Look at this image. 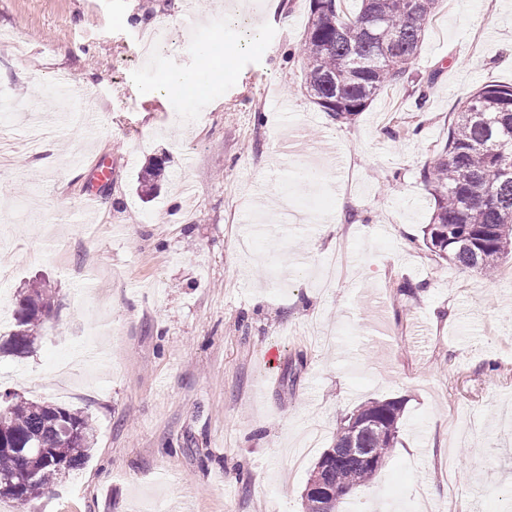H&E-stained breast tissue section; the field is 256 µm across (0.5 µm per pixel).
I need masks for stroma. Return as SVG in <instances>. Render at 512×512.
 Wrapping results in <instances>:
<instances>
[{"label":"stroma","mask_w":512,"mask_h":512,"mask_svg":"<svg viewBox=\"0 0 512 512\" xmlns=\"http://www.w3.org/2000/svg\"><path fill=\"white\" fill-rule=\"evenodd\" d=\"M230 2L0 0V33L25 34L0 44V336L33 280L54 299L31 352L0 356V393L95 429L85 465L26 512H303L337 420L389 398L400 442L345 506L512 512V283L426 248L420 178L458 101L512 83V0H439L406 77L343 122L304 89L309 0L229 19ZM216 43L224 68L203 74ZM189 75L205 94L171 95ZM101 158L112 184L89 212Z\"/></svg>","instance_id":"1"}]
</instances>
